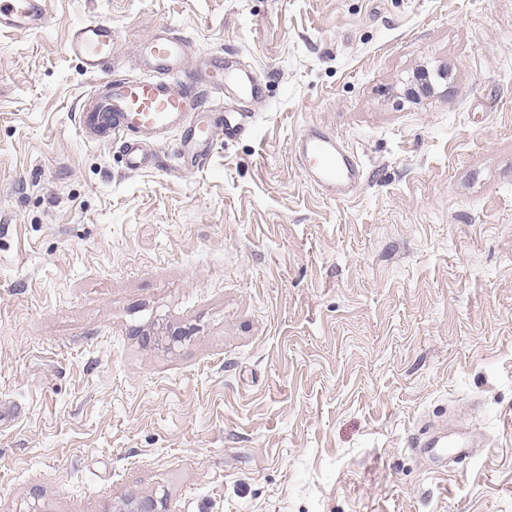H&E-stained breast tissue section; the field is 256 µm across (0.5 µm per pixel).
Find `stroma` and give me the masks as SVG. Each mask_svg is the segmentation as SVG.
I'll list each match as a JSON object with an SVG mask.
<instances>
[{"instance_id":"1","label":"stroma","mask_w":512,"mask_h":512,"mask_svg":"<svg viewBox=\"0 0 512 512\" xmlns=\"http://www.w3.org/2000/svg\"><path fill=\"white\" fill-rule=\"evenodd\" d=\"M46 2L0 31V512H512V0ZM90 18L119 73L162 25L250 65L251 132L126 171L75 120ZM117 41L112 24L90 19L75 27L70 35L68 51L79 60L89 75L108 71L116 55ZM295 152L310 185L328 196L347 198L363 179L365 168L358 153L325 130L304 129ZM434 437L421 444L420 440L414 442L415 447L420 448H453L455 459H463L468 456L473 443L468 438L454 439L448 442V432L445 427H437L434 430Z\"/></svg>"}]
</instances>
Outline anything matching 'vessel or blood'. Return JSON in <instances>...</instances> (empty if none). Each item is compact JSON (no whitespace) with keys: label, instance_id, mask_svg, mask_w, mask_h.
I'll return each mask as SVG.
<instances>
[{"label":"vessel or blood","instance_id":"obj_1","mask_svg":"<svg viewBox=\"0 0 512 512\" xmlns=\"http://www.w3.org/2000/svg\"><path fill=\"white\" fill-rule=\"evenodd\" d=\"M47 20L46 0H0V30L37 31ZM116 46L111 23L91 19L73 29L68 51L86 73L108 72L81 104L78 123L87 136L119 145L128 171L160 161L170 174L204 166L219 143L249 131L255 115L248 106L266 97L255 71L235 57L217 54L188 67V43L170 27H159L142 43L138 77L110 75ZM225 94L236 100V108L224 110L215 103V96ZM219 110L224 117L217 121L212 114ZM295 152L310 185L328 196L349 197L363 179L358 153L325 130L304 129ZM428 445L452 448L462 459L472 442L449 439L446 428L438 427Z\"/></svg>","mask_w":512,"mask_h":512}]
</instances>
